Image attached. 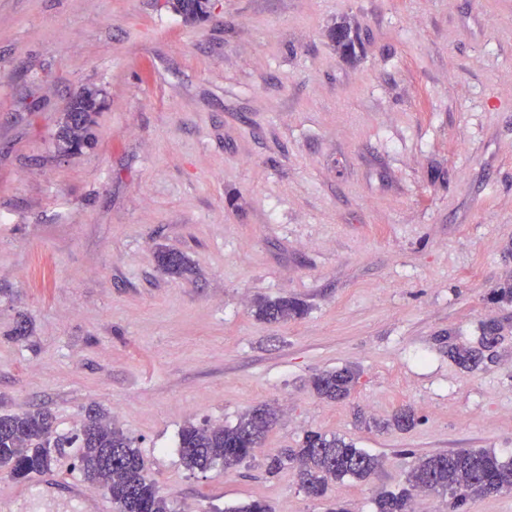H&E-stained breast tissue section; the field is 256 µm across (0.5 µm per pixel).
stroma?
<instances>
[{"label":"stroma","mask_w":512,"mask_h":512,"mask_svg":"<svg viewBox=\"0 0 512 512\" xmlns=\"http://www.w3.org/2000/svg\"><path fill=\"white\" fill-rule=\"evenodd\" d=\"M87 88L93 142L63 152ZM508 280L512 0H209L193 23L168 0H0V415L71 434L111 414L176 512H375L415 457H512V305L489 299ZM258 297L307 312L266 322ZM488 320L494 358L460 368L449 337ZM344 366L350 397L320 399L310 379ZM264 403L250 464L184 469L182 427ZM405 406L409 430L363 423ZM309 430L385 464L308 498L265 461ZM54 473L29 512L68 502L74 455ZM99 95L97 90L85 89L71 100L58 133L66 152H78L88 144L90 130L101 109ZM161 269L170 277H182L192 272V266L182 253L166 251L159 255Z\"/></svg>","instance_id":"stroma-1"}]
</instances>
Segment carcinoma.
Returning <instances> with one entry per match:
<instances>
[{
	"mask_svg": "<svg viewBox=\"0 0 512 512\" xmlns=\"http://www.w3.org/2000/svg\"><path fill=\"white\" fill-rule=\"evenodd\" d=\"M171 8L184 21L195 22L207 14V0H171ZM100 109L96 90L86 89L71 100L58 133L65 151L75 153L88 144ZM159 265L171 277L192 272L189 260L178 252L161 253ZM304 313V305L295 300L262 299L254 304L255 316L268 321H288ZM498 331L496 321H486L478 346L450 339L448 356L464 369H477L484 361V352L496 346ZM356 380L357 372L344 367L315 375L311 387L322 399H343L349 396ZM276 419L277 410L263 405L242 414L233 426L189 423L179 433L181 462L191 472L203 473L217 465L235 469L250 457L252 448L262 442ZM415 423V413L402 407L391 419L374 426L405 430ZM75 443L78 469L84 481L105 489L118 512H173L168 499L148 477L141 452L115 426L110 415L89 410L79 434L73 437L56 434L51 414L42 409L0 415V470L15 479L52 470L65 448ZM287 464L297 470L304 493L321 498L331 482L342 483L348 478L369 480L382 467L383 459L335 434L307 431L297 447L286 448L272 457L267 471L277 472ZM405 484L398 492L378 493L376 512H411L415 492L446 496L450 512H465L474 497L512 491V458L503 460L492 448H461L428 455L419 458L406 473Z\"/></svg>",
	"mask_w": 512,
	"mask_h": 512,
	"instance_id": "cac0c4a2",
	"label": "carcinoma"
}]
</instances>
